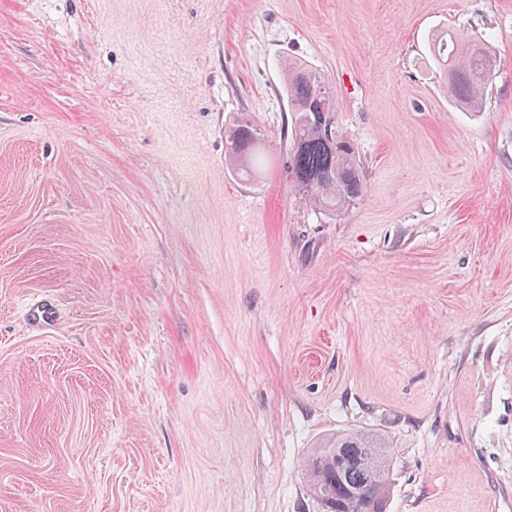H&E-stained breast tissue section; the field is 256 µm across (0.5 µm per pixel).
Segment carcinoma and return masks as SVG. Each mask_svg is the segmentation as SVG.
Wrapping results in <instances>:
<instances>
[{
  "mask_svg": "<svg viewBox=\"0 0 512 512\" xmlns=\"http://www.w3.org/2000/svg\"><path fill=\"white\" fill-rule=\"evenodd\" d=\"M434 55L448 62V83L457 101L479 107L489 82L493 62L483 41L458 37L433 44ZM284 86L291 112V126L283 134L292 144L283 166L298 191L319 210L333 214L355 204L363 193V176L355 148L336 134V102L322 76L308 65L291 63ZM227 151L240 159L238 172L253 176L247 166H261L258 129L240 122L225 134ZM367 457L377 463L372 480L349 464ZM311 492L326 512H384L389 493L388 455L383 439L374 434L354 433L334 437L318 448L307 462Z\"/></svg>",
  "mask_w": 512,
  "mask_h": 512,
  "instance_id": "cac0c4a2",
  "label": "carcinoma"
}]
</instances>
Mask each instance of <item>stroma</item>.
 <instances>
[{"label":"stroma","mask_w":512,"mask_h":512,"mask_svg":"<svg viewBox=\"0 0 512 512\" xmlns=\"http://www.w3.org/2000/svg\"><path fill=\"white\" fill-rule=\"evenodd\" d=\"M290 60L358 152L335 216L283 173ZM352 431L386 512H512V0H0V512H322ZM484 45L480 39L458 37L454 33L433 44L434 55L448 62V83L454 97L473 109L482 101L493 67ZM225 133L227 151L233 157L240 159L238 173L243 174L245 177L253 176L252 168L247 165L250 157L258 166L263 165L265 161V156L260 154L262 141L260 132L252 124L240 122L227 132L225 131ZM27 323L34 328H40L53 322L56 315L54 300L45 295L27 303L24 307ZM377 463L370 482L371 464ZM353 461H350L352 463ZM311 492L326 507L325 512H384L389 493L388 455L383 439L374 434L354 433L334 437L320 446L307 462ZM321 503V504H322Z\"/></svg>","instance_id":"obj_1"}]
</instances>
